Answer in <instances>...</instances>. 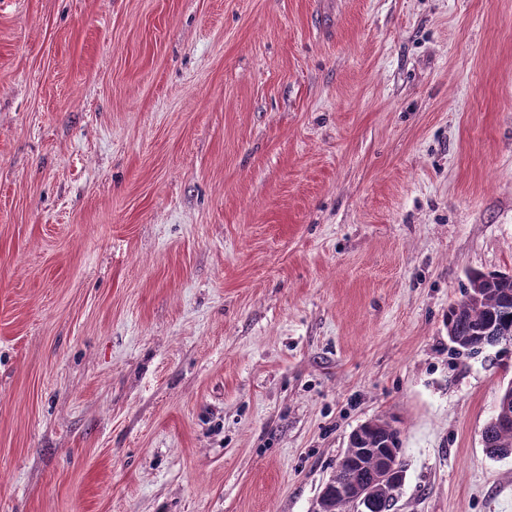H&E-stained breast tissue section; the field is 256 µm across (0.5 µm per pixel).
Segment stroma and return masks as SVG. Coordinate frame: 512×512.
I'll return each mask as SVG.
<instances>
[{"instance_id":"stroma-1","label":"stroma","mask_w":512,"mask_h":512,"mask_svg":"<svg viewBox=\"0 0 512 512\" xmlns=\"http://www.w3.org/2000/svg\"><path fill=\"white\" fill-rule=\"evenodd\" d=\"M512 0H0V512H512ZM465 299L448 309V338L465 351L512 341V274L472 272ZM500 400L507 404L512 400L510 391L499 395ZM510 421V426H504L502 421ZM484 448L495 456L497 452L511 451L512 454V402L508 407L497 405L494 416L485 425L482 432ZM386 445L387 448H359V457L367 460L363 461V465H358L354 469L349 467V461L357 454V451L355 448H347L336 467V471L328 480V484H325L321 490L315 508L319 505L318 501L328 500L323 507L326 512L351 511L352 504L349 500L336 499V497L341 496L353 501L355 512L369 511L371 507L370 490L362 489L355 484H336V482L344 483L353 478L357 483L369 484L374 470V464L369 458H373L376 463L374 483L384 486L376 488L372 501L375 510L371 512H388L386 510H388L389 503L393 501L394 492L397 488L386 484L398 485L403 483L404 473L400 469L402 465L398 462L396 449L393 448L390 442ZM334 483L336 485H331ZM333 495H336V497H331ZM349 507L350 510H346Z\"/></svg>"}]
</instances>
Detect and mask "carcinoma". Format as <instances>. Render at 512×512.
Returning a JSON list of instances; mask_svg holds the SVG:
<instances>
[{"label": "carcinoma", "mask_w": 512, "mask_h": 512, "mask_svg": "<svg viewBox=\"0 0 512 512\" xmlns=\"http://www.w3.org/2000/svg\"><path fill=\"white\" fill-rule=\"evenodd\" d=\"M469 283L465 299L448 309L449 340L470 352L512 341V274L475 271L471 273ZM505 420L512 422V403L506 407L497 406L494 416L483 429L484 448L491 455L512 452V425H503ZM372 423L368 439L376 446L385 440L393 426L381 419H374ZM356 454L353 448L346 450L328 483H344L352 478L361 484L370 483L374 470L371 460L363 461L354 469L349 467V461ZM395 491L396 488L389 485L376 488L372 501L374 512H386Z\"/></svg>", "instance_id": "carcinoma-1"}]
</instances>
